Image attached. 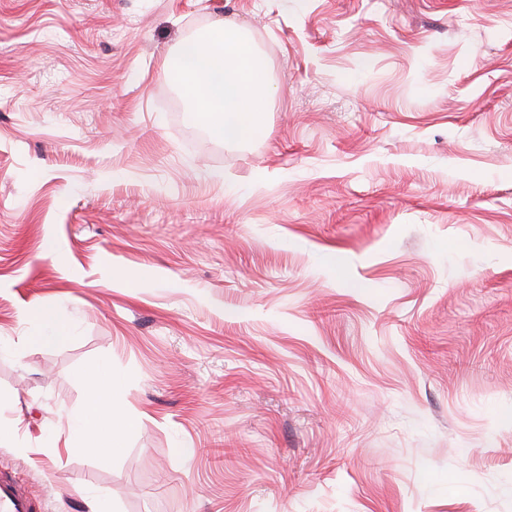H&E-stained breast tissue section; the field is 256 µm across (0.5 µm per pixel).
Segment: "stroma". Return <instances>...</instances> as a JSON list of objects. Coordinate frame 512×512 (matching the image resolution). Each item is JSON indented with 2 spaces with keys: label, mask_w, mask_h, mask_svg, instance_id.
Here are the masks:
<instances>
[{
  "label": "stroma",
  "mask_w": 512,
  "mask_h": 512,
  "mask_svg": "<svg viewBox=\"0 0 512 512\" xmlns=\"http://www.w3.org/2000/svg\"><path fill=\"white\" fill-rule=\"evenodd\" d=\"M220 19L244 144L171 67ZM0 423L38 512H512V0H0ZM172 68L184 80L195 112L219 139L245 142L267 112L271 90L250 41L231 24H218L182 52ZM88 396L84 406L71 420L77 425L83 437L94 441L104 440L109 448H118V441L136 428V421L130 417L117 418L112 413L116 384L106 367L99 369L87 382Z\"/></svg>",
  "instance_id": "stroma-1"
}]
</instances>
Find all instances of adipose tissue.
I'll use <instances>...</instances> for the list:
<instances>
[{
	"instance_id": "adipose-tissue-1",
	"label": "adipose tissue",
	"mask_w": 512,
	"mask_h": 512,
	"mask_svg": "<svg viewBox=\"0 0 512 512\" xmlns=\"http://www.w3.org/2000/svg\"><path fill=\"white\" fill-rule=\"evenodd\" d=\"M172 68L184 81L185 93L198 115L219 139L252 138L268 108L271 90L250 41L236 27L219 24L197 39L191 54H177ZM84 406L72 417L84 437L116 446L136 427L130 417L117 418L111 399L116 388L108 369L87 382Z\"/></svg>"
}]
</instances>
